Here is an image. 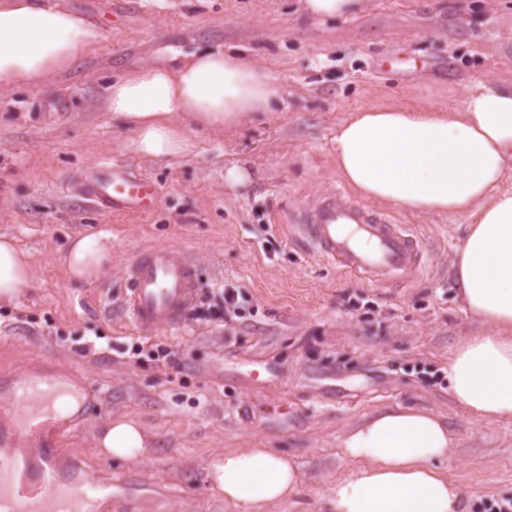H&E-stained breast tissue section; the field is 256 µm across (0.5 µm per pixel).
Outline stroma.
Segmentation results:
<instances>
[{
    "instance_id": "1",
    "label": "stroma",
    "mask_w": 512,
    "mask_h": 512,
    "mask_svg": "<svg viewBox=\"0 0 512 512\" xmlns=\"http://www.w3.org/2000/svg\"><path fill=\"white\" fill-rule=\"evenodd\" d=\"M103 27L99 44L46 85L0 91V235L31 258L34 281L0 306V427L16 419L23 380L80 382L87 420L58 438V462L114 479L101 512H236L210 492L204 465L253 443L293 456L301 493L268 512H329L326 492L354 461L338 446L372 410L396 405L441 416L455 436L446 468L469 512L512 499V420L470 418L446 369L462 337L482 331L451 275L466 233L462 215H419L427 271L404 288H378L308 255L287 226L308 198L341 185L333 141L354 111L388 104L454 106L477 83L512 84V0H366L350 19H316L299 0H141ZM234 48L283 87L270 116L232 130L188 127L182 156L137 153L104 106L108 81L165 48ZM105 159L151 177V215H107L81 198ZM241 165L244 187L224 183ZM107 230L112 262L92 282L57 262L69 239ZM278 246L268 249L267 238ZM148 246L184 250L202 289L244 296L230 321L186 318L155 335L122 311L125 269ZM176 354L167 364L164 351ZM270 380L253 385L252 362ZM139 417L155 437L148 460L100 457L106 420Z\"/></svg>"
}]
</instances>
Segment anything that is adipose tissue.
<instances>
[{
  "instance_id": "adipose-tissue-1",
  "label": "adipose tissue",
  "mask_w": 512,
  "mask_h": 512,
  "mask_svg": "<svg viewBox=\"0 0 512 512\" xmlns=\"http://www.w3.org/2000/svg\"><path fill=\"white\" fill-rule=\"evenodd\" d=\"M102 33L54 0H0V88L37 86L70 70ZM108 112L133 134V147L154 159L182 155L180 125L228 129L276 111L283 90L248 55L204 48L184 56L165 50L104 89ZM336 168L364 199L415 214L469 216L453 275L466 311L484 333L461 338L448 355V386L478 420L512 419V86L486 84L460 104L356 111L334 139ZM112 258L107 231L71 238L59 254L68 275L91 282ZM27 252L0 237V303L14 304L32 283ZM454 437L441 417L411 407L376 410L340 442L357 467L328 488L332 512H467L462 489L440 468ZM101 453L139 461L153 441L131 416L111 418ZM211 490L237 512H266L296 496L303 475L295 459L271 448H236L206 466Z\"/></svg>"
}]
</instances>
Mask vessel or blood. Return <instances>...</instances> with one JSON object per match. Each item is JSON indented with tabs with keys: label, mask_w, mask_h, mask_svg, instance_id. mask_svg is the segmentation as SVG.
<instances>
[{
	"label": "vessel or blood",
	"mask_w": 512,
	"mask_h": 512,
	"mask_svg": "<svg viewBox=\"0 0 512 512\" xmlns=\"http://www.w3.org/2000/svg\"><path fill=\"white\" fill-rule=\"evenodd\" d=\"M83 193L113 215L147 216L160 202L147 175L109 160L96 166ZM289 223L319 260L377 287L408 285L426 264L423 242L411 226L353 199L341 186L314 197ZM199 288L197 269L182 251L148 247L127 266L126 312L140 331L172 328L185 320ZM54 395L46 380L15 387L12 401L27 405ZM32 430L26 419L0 432V512H99L112 496V482L62 479L48 447L55 431L42 430L40 447L30 448Z\"/></svg>",
	"instance_id": "vessel-or-blood-1"
}]
</instances>
